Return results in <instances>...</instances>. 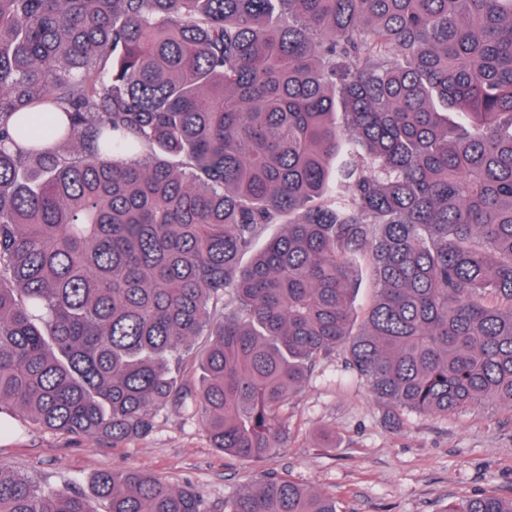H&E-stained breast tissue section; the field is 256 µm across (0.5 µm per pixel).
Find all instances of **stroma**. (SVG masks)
<instances>
[{"mask_svg": "<svg viewBox=\"0 0 512 512\" xmlns=\"http://www.w3.org/2000/svg\"><path fill=\"white\" fill-rule=\"evenodd\" d=\"M286 448L241 461L213 448L201 425L161 413L153 433L123 447L20 425L0 439V465L58 488L88 489L100 469L139 468L211 504L275 471L336 493L342 512H439L448 500L512 495V417L476 408L448 417L412 414L389 423L387 408L348 372L342 353L321 358L290 408ZM335 436L327 447L326 436Z\"/></svg>", "mask_w": 512, "mask_h": 512, "instance_id": "stroma-1", "label": "stroma"}]
</instances>
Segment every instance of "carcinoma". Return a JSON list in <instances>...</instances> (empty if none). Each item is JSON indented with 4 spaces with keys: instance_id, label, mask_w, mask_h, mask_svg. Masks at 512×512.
Returning a JSON list of instances; mask_svg holds the SVG:
<instances>
[{
    "instance_id": "carcinoma-1",
    "label": "carcinoma",
    "mask_w": 512,
    "mask_h": 512,
    "mask_svg": "<svg viewBox=\"0 0 512 512\" xmlns=\"http://www.w3.org/2000/svg\"><path fill=\"white\" fill-rule=\"evenodd\" d=\"M339 348L397 424L512 412V0H0V416L261 460ZM0 512L215 507L0 465ZM220 512L340 506L272 472Z\"/></svg>"
}]
</instances>
